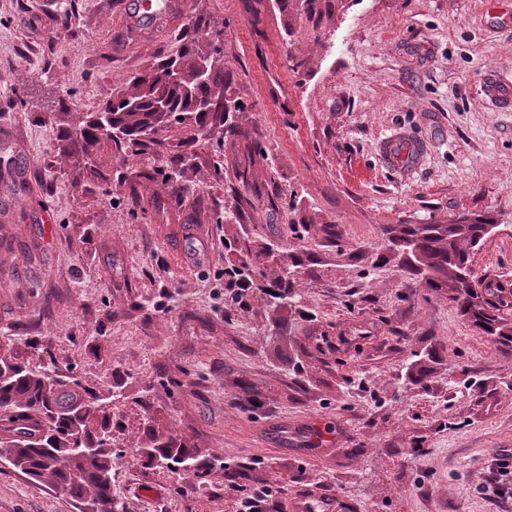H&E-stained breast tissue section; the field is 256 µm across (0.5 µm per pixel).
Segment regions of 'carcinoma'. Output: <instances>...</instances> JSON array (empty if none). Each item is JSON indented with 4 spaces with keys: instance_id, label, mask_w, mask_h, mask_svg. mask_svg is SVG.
I'll use <instances>...</instances> for the list:
<instances>
[{
    "instance_id": "1",
    "label": "carcinoma",
    "mask_w": 512,
    "mask_h": 512,
    "mask_svg": "<svg viewBox=\"0 0 512 512\" xmlns=\"http://www.w3.org/2000/svg\"><path fill=\"white\" fill-rule=\"evenodd\" d=\"M194 31L195 37L176 57L146 67L129 87L112 94L101 108L108 130L93 118L69 130L62 148L76 158L103 142L120 150L150 152L154 174L174 191L185 190L182 171L192 148L213 129H224L227 121L224 47L210 37L202 21L194 24ZM200 59L207 60L209 67V77L202 83L197 76ZM190 89L208 102V111L194 108ZM158 95L165 101L163 112L155 107ZM174 128L180 131L175 143L167 137ZM496 229L482 220L463 225L461 232L452 224H402L394 242L401 252L410 243L416 246L422 265L411 263L410 271L422 276L428 286L441 288L455 273H469L471 255ZM451 299L482 333L502 345L512 343V322L493 313L495 306L472 285L461 283ZM29 348L41 351L37 360L0 351V450L8 452L16 466L27 469L31 480L47 481L77 502L96 505L98 512H116L119 502L112 487V470L122 449L112 433L121 423L105 408L104 400L122 394V386H112L104 396L75 371L62 379L56 376L57 364L46 344L35 341ZM86 444L96 445L97 452L89 457L74 455L73 449ZM136 452L152 467L171 463L187 471L211 468L207 457L158 432L150 433ZM74 470L83 474L78 482L71 478Z\"/></svg>"
}]
</instances>
